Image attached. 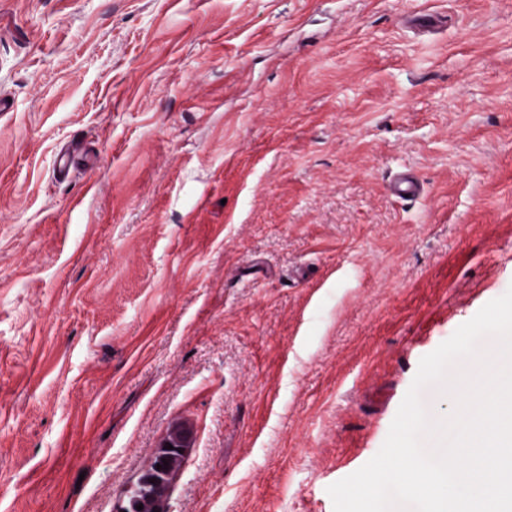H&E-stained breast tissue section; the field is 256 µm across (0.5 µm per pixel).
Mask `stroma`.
<instances>
[{"label": "stroma", "mask_w": 512, "mask_h": 512, "mask_svg": "<svg viewBox=\"0 0 512 512\" xmlns=\"http://www.w3.org/2000/svg\"><path fill=\"white\" fill-rule=\"evenodd\" d=\"M0 96V512L179 424L172 512H334L512 287V0H0ZM389 191L400 198H416L423 190V185L411 173H401L397 175L388 186ZM193 441V431L191 428L185 425H176L174 426L167 437L159 447V455H163L165 453L169 455H177L179 460H181L185 453L186 448H190ZM166 443H169L173 446V450L164 449Z\"/></svg>", "instance_id": "obj_1"}]
</instances>
